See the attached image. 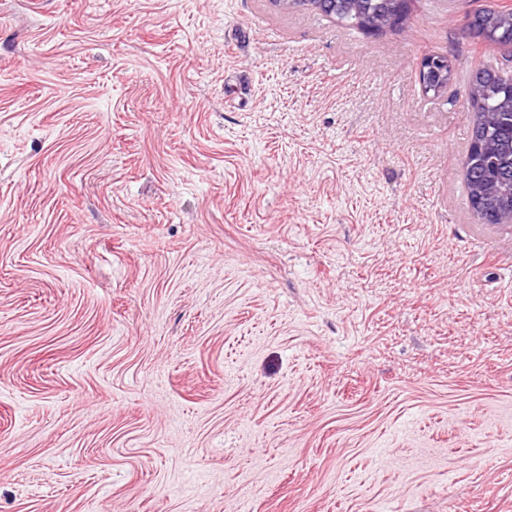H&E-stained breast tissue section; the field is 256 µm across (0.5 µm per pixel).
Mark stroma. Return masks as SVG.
<instances>
[{
  "mask_svg": "<svg viewBox=\"0 0 512 512\" xmlns=\"http://www.w3.org/2000/svg\"><path fill=\"white\" fill-rule=\"evenodd\" d=\"M409 3L0 0V512H512L462 33L512 0ZM407 2V0H385L386 6L391 5V7L385 8L382 0H367L365 8L369 13H376L384 8L385 10L379 17L358 13L360 21L363 22L362 29L366 30L367 33L374 34L392 29L390 27H393L402 20ZM454 64L448 55L426 56L418 68V81L425 94H429V86L439 76L453 78Z\"/></svg>",
  "mask_w": 512,
  "mask_h": 512,
  "instance_id": "35a3bbf8",
  "label": "stroma"
}]
</instances>
